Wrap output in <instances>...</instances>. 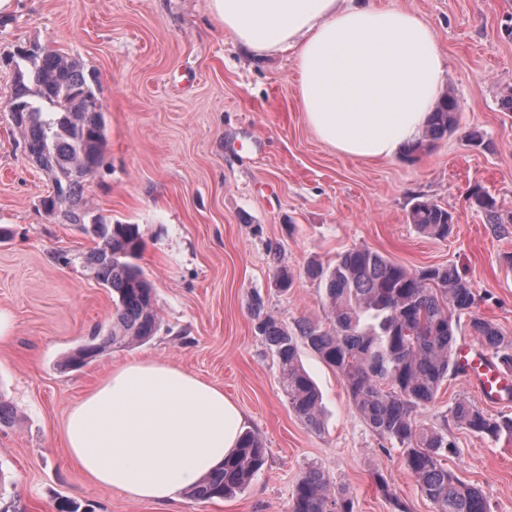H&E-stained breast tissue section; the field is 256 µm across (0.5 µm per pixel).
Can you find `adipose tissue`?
<instances>
[{
	"label": "adipose tissue",
	"mask_w": 512,
	"mask_h": 512,
	"mask_svg": "<svg viewBox=\"0 0 512 512\" xmlns=\"http://www.w3.org/2000/svg\"><path fill=\"white\" fill-rule=\"evenodd\" d=\"M214 23L256 57L293 51L306 120L355 159H387L424 131L440 96L433 27L372 0H208ZM244 418L222 388L133 359L67 412L70 461L99 486L165 508L234 453Z\"/></svg>",
	"instance_id": "1"
}]
</instances>
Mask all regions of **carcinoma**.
Returning a JSON list of instances; mask_svg holds the SVG:
<instances>
[{
	"label": "carcinoma",
	"mask_w": 512,
	"mask_h": 512,
	"mask_svg": "<svg viewBox=\"0 0 512 512\" xmlns=\"http://www.w3.org/2000/svg\"><path fill=\"white\" fill-rule=\"evenodd\" d=\"M17 57L5 97L9 106L17 107L10 119L21 132L25 156L52 180V191L41 207L60 224L93 226L96 245L84 256V268L116 296L107 333L88 337L84 355L68 354L64 365L72 368L111 349L147 342L160 330L161 317L152 284L137 263L142 251L138 225L113 223L92 213L84 202L88 177L104 159V114L96 76L68 54L37 45L18 51ZM458 112L457 98L442 95L423 136L406 157L414 159L454 131ZM471 199L487 223H512V214H502L492 197L476 191ZM408 221L428 236L445 239L453 216L437 202L417 197ZM307 273L324 281L331 326L303 319L292 335L271 318L259 325L295 415L313 429L321 427L320 391L300 364L303 344L340 374L367 425L403 450L406 466L436 512H489L477 487L442 466L441 452L454 447L444 431L415 420V412L436 399L448 378L462 372L455 357L456 333L460 316L474 304L468 281L454 265L412 271L367 247L351 248L334 265L311 266ZM469 329L492 352L499 369L512 372V342L475 315ZM450 413L477 436L497 440L512 435V416H492L464 400L456 401ZM265 461L261 439L245 433L224 467L190 488L188 495L202 501L229 497L248 484ZM291 512H354V504L346 492H332L330 478L311 466L296 483Z\"/></svg>",
	"instance_id": "1"
}]
</instances>
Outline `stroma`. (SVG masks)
<instances>
[{"mask_svg": "<svg viewBox=\"0 0 512 512\" xmlns=\"http://www.w3.org/2000/svg\"><path fill=\"white\" fill-rule=\"evenodd\" d=\"M424 16L444 61L442 88L458 102L454 132L415 161L357 160L322 142L307 123L293 52L257 58L214 24L207 0H15L0 17V95L7 59L39 45L68 53L95 73L103 105V164L84 196L112 221L138 225L139 259L162 319L149 342L107 351L78 370L67 354L112 321L110 290L83 266L94 245L73 224L51 221L39 202L48 175L24 155L0 106V512H156L98 486L70 463L61 425L70 406L112 367L137 357L169 362L223 388L259 437L267 460L234 496L183 497L171 512H290L295 484L320 468L346 488L355 512H435L401 449L381 439L350 400L336 370L307 347L300 360L322 394L321 429L291 410L278 364L259 330L269 317L287 330L329 324L312 264L334 265L354 247L408 268L454 264L468 280L473 314L512 341V224L472 209L482 187L512 213V0H374ZM423 196L454 216L447 239L408 221ZM294 277L281 288L278 270ZM481 405L465 377L445 382L418 424L445 430L444 467L479 488L491 512H512V438L492 441L451 420L456 400ZM388 479L392 498L375 487Z\"/></svg>", "mask_w": 512, "mask_h": 512, "instance_id": "35a3bbf8", "label": "stroma"}]
</instances>
